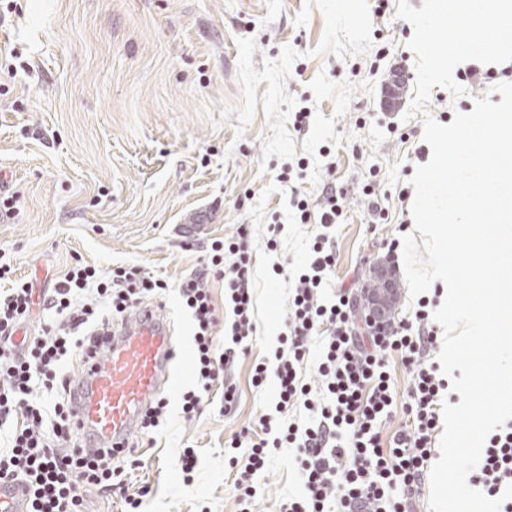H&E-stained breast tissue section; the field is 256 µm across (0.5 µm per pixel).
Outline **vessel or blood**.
Returning <instances> with one entry per match:
<instances>
[{"label": "vessel or blood", "instance_id": "b4317fda", "mask_svg": "<svg viewBox=\"0 0 512 512\" xmlns=\"http://www.w3.org/2000/svg\"><path fill=\"white\" fill-rule=\"evenodd\" d=\"M177 361L189 366L192 353L175 346L163 304L131 310L103 339L101 351L83 359L72 407L78 432L96 448L129 447L155 396L176 393ZM0 512H27L20 482L0 481Z\"/></svg>", "mask_w": 512, "mask_h": 512}]
</instances>
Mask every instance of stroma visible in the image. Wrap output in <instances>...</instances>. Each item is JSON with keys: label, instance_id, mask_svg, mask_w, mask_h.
<instances>
[{"label": "stroma", "instance_id": "1", "mask_svg": "<svg viewBox=\"0 0 512 512\" xmlns=\"http://www.w3.org/2000/svg\"><path fill=\"white\" fill-rule=\"evenodd\" d=\"M397 0H0V50L25 63L0 76V250L20 279L52 287L75 258L106 269L137 263L177 283L202 263L210 239L251 227L257 336L231 372L238 400L204 407L193 421L171 412L153 436L135 433L149 487L140 512H237L238 469L224 446L257 429L273 385L253 387L252 367L271 356L288 314V284L319 225L324 183L346 191L332 243L330 289L360 295L383 246L413 234L412 196H401L431 149L423 118L450 124L477 98L500 102L474 80L460 95L434 87L424 113L381 110L382 73L415 78L412 26ZM310 115L294 122L300 106ZM305 161L288 188L283 168ZM377 172L385 221H366L361 188ZM309 200L295 223L292 190ZM281 225L277 250L268 227ZM283 275L272 278L273 266ZM198 463L184 476L182 447ZM292 449L255 475L258 512L298 491Z\"/></svg>", "mask_w": 512, "mask_h": 512}]
</instances>
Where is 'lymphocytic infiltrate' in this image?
Returning <instances> with one entry per match:
<instances>
[{
	"instance_id": "1",
	"label": "lymphocytic infiltrate",
	"mask_w": 512,
	"mask_h": 512,
	"mask_svg": "<svg viewBox=\"0 0 512 512\" xmlns=\"http://www.w3.org/2000/svg\"><path fill=\"white\" fill-rule=\"evenodd\" d=\"M319 207L320 230L289 288V312L273 358L253 367L254 387L275 381V413L260 416L257 439L229 443L233 449L250 448L246 457L228 460L242 468L234 484L239 512H256L253 477L277 448L295 449L301 483L300 493L282 501L278 512H410L449 387L426 359L438 340L429 303L419 300L414 321L393 319L385 331L356 335L349 298H323L336 265L327 233L343 220L345 199L327 185ZM248 236V225L241 224L231 236L213 239L206 265L173 286L137 264L103 271L78 262L48 291L35 292L29 282L0 291V480L27 485L30 512H83L89 488L123 498L130 512L140 507L141 498L127 494L126 477L141 467V459L130 452L116 457L85 449L72 423L76 381L67 364L143 302L172 290L191 317L195 383L178 398L183 418H195L218 386L225 406H232L236 389L225 374L250 351L256 333ZM212 276L223 280L232 314L224 327L205 286ZM37 305L48 314L40 334L15 342V332ZM394 356L410 381L404 420L385 443L380 428L392 418ZM309 368L315 373L311 381L303 375ZM299 407L308 413L306 422L281 421V414ZM468 482L490 498H501L512 484V419L487 436ZM500 512H512V499L502 500Z\"/></svg>"
}]
</instances>
